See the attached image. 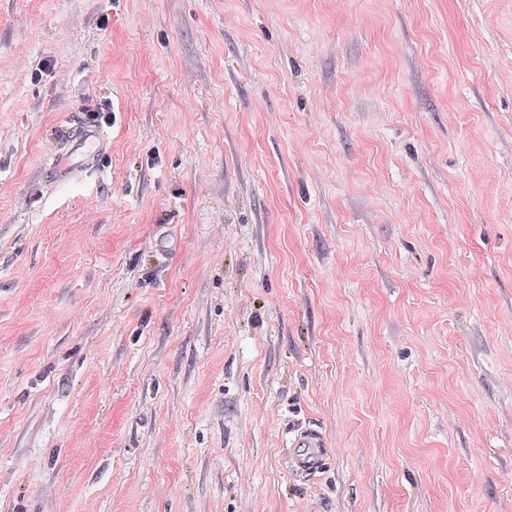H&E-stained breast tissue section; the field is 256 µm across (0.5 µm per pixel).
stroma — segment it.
Wrapping results in <instances>:
<instances>
[{"label": "stroma", "mask_w": 512, "mask_h": 512, "mask_svg": "<svg viewBox=\"0 0 512 512\" xmlns=\"http://www.w3.org/2000/svg\"><path fill=\"white\" fill-rule=\"evenodd\" d=\"M0 512H512V0H0ZM106 134L101 129L90 128L77 124L74 130H69L65 137L64 146L67 152H78L87 147L91 142L100 145L105 141ZM291 433L293 439L290 442L292 448H306L302 453L294 452L289 463L293 473L297 477H308L324 466L325 452L327 443L317 429L310 426H294Z\"/></svg>", "instance_id": "obj_1"}]
</instances>
